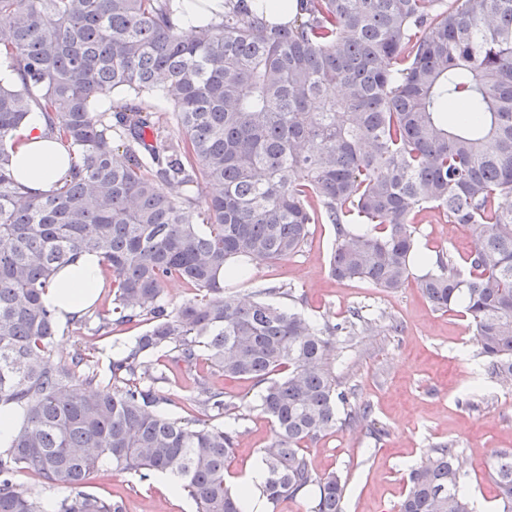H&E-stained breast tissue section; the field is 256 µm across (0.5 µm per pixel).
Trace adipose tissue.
<instances>
[{
    "instance_id": "adipose-tissue-1",
    "label": "adipose tissue",
    "mask_w": 512,
    "mask_h": 512,
    "mask_svg": "<svg viewBox=\"0 0 512 512\" xmlns=\"http://www.w3.org/2000/svg\"><path fill=\"white\" fill-rule=\"evenodd\" d=\"M71 166V158L61 143L50 135L42 113L33 112L17 133L14 176L18 183L34 193L60 186ZM100 258L82 255L61 270L53 288L44 295L47 305L55 308L59 323H67L92 305L103 286Z\"/></svg>"
}]
</instances>
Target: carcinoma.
Here are the masks:
<instances>
[{"instance_id":"1","label":"carcinoma","mask_w":512,"mask_h":512,"mask_svg":"<svg viewBox=\"0 0 512 512\" xmlns=\"http://www.w3.org/2000/svg\"><path fill=\"white\" fill-rule=\"evenodd\" d=\"M175 4L0 0V59L17 74L0 84V405L23 413L0 452V512H43L41 493L17 490L20 470L68 491L56 512H126L86 491L104 466L167 474L197 512H244L225 479L236 431L162 414L158 353L213 419L236 406L198 373L201 357L262 386L269 506L315 485L311 512H343L345 484L317 476L305 449L370 414L332 367L359 311L318 328L224 294L227 276L301 252L313 224L335 230L333 277L388 291L409 278L421 211L477 226L468 271L438 253L418 285L435 310L462 309L490 373L512 379V0H297L280 25L224 0L189 40ZM36 109L76 158L44 194L13 175V134ZM84 252L112 273L98 330L148 325L107 378L84 352L53 360L42 300ZM175 277L197 294L172 308ZM457 458L443 445L413 468L399 512H474ZM490 474L495 512H512V454L494 453Z\"/></svg>"}]
</instances>
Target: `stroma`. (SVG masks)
<instances>
[{"mask_svg": "<svg viewBox=\"0 0 512 512\" xmlns=\"http://www.w3.org/2000/svg\"><path fill=\"white\" fill-rule=\"evenodd\" d=\"M477 235L475 227L431 210L417 217V244L427 257L444 252L463 261ZM334 241L331 225H314L301 252L252 268L226 285L242 299L263 288L285 287L277 303L296 307L319 327L342 322L353 309L371 321L363 333L337 337L333 361L335 374L355 388L358 402L370 405L371 414L366 421L337 426L308 448L316 475L333 472L345 482L344 512H397L411 468L449 441L460 452L475 512H493L490 455L512 453V386L491 375L466 317L434 310L416 279L385 291L360 279L331 277ZM144 330L141 324L128 325L98 337L71 323L57 328L52 352L70 355L91 348L106 377L121 345ZM210 381L237 407L236 416L227 419L237 438L225 469L243 474L260 461L273 436L271 422L256 409L261 388L217 373ZM88 490L103 498L123 497L127 512H196L188 494L171 495L160 478L142 481L109 467L91 477Z\"/></svg>", "mask_w": 512, "mask_h": 512, "instance_id": "obj_1", "label": "stroma"}]
</instances>
